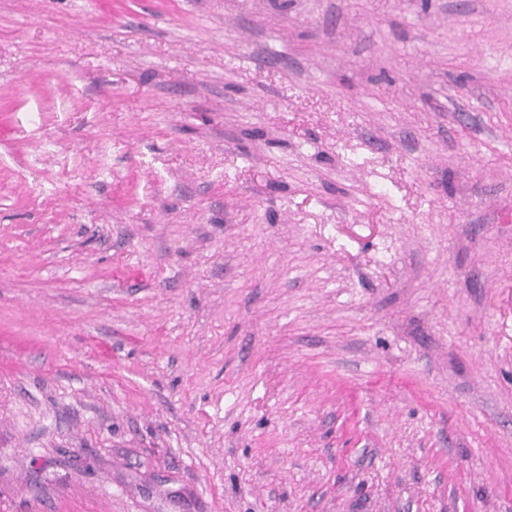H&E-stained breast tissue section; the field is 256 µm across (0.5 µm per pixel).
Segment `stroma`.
Listing matches in <instances>:
<instances>
[{"label": "stroma", "instance_id": "1", "mask_svg": "<svg viewBox=\"0 0 512 512\" xmlns=\"http://www.w3.org/2000/svg\"><path fill=\"white\" fill-rule=\"evenodd\" d=\"M0 512H512V0H0Z\"/></svg>", "mask_w": 512, "mask_h": 512}]
</instances>
